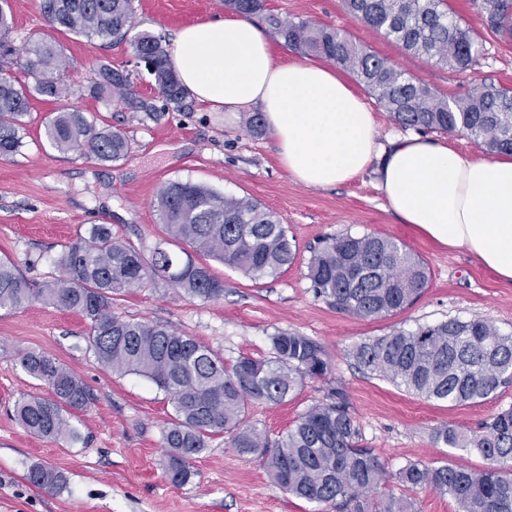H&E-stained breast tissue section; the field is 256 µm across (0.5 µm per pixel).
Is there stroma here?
I'll use <instances>...</instances> for the list:
<instances>
[{"mask_svg": "<svg viewBox=\"0 0 512 512\" xmlns=\"http://www.w3.org/2000/svg\"><path fill=\"white\" fill-rule=\"evenodd\" d=\"M9 4L18 49L54 37L74 65V84H83L92 63H108L128 69L135 92L153 97L154 80L137 66L128 42H90L56 33L43 19L39 0ZM265 5L284 20L306 19L341 29L357 44L448 95L463 84L512 85V41L486 37L484 55L460 74L406 55L348 14L344 0H265ZM134 8V34L150 33L168 43L182 26L228 15L224 0H134ZM75 103L98 126L121 130L131 149L115 163L58 151L45 138L44 122L60 104L49 98L33 100L22 152L0 160V256L10 257L28 279L41 282L55 274L54 262L64 245L103 222L124 242L150 251L167 241L154 203L170 181L189 180L226 197L256 199L296 242L294 262L277 278L253 281L217 263L213 270L224 280L220 300L192 299L158 283L117 296L114 311L194 337L228 362L241 356L269 357L270 337L280 329L319 341L331 359L328 374L304 379L285 402L249 404L247 419L273 442L309 406L325 401L333 388L344 387L362 444L391 475L389 487L395 494L405 489L394 476L410 461L483 466L480 456L434 444L433 432L446 424L478 428L512 407V385L493 398L451 407L416 397L360 369L349 352L355 344L396 328L453 318L480 317L501 334L512 335L511 282L501 281L466 252L442 247L401 223L377 188L375 169L328 189L297 183L281 167L271 134L251 131L250 112H216L196 104L191 111H169L153 122L117 111L104 99L84 95ZM347 233L390 237L420 255L431 272L423 295L404 310L378 319L340 313L317 297L307 277L311 252L323 238ZM85 333L80 315L41 302L0 311V512H314L313 504L276 484L259 455L239 454L225 437L213 440L193 460L189 483L171 484L161 446L172 411L168 397L142 376H118L101 368ZM28 349L53 355L90 389L92 402L76 414L78 441H46L14 420L15 400L46 391L16 359V351ZM39 462L66 475L63 491L48 493L28 483L29 468Z\"/></svg>", "mask_w": 512, "mask_h": 512, "instance_id": "35a3bbf8", "label": "stroma"}]
</instances>
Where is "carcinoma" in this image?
Returning a JSON list of instances; mask_svg holds the SVG:
<instances>
[{"label": "carcinoma", "mask_w": 512, "mask_h": 512, "mask_svg": "<svg viewBox=\"0 0 512 512\" xmlns=\"http://www.w3.org/2000/svg\"><path fill=\"white\" fill-rule=\"evenodd\" d=\"M484 29L512 39V0H471ZM356 19L400 46L408 55L464 71L477 63L484 45L447 0H345ZM54 30L115 42L130 39L134 56L152 58L149 69L162 105L140 97L130 74L110 65L90 72L82 91L106 98L140 120L158 121L169 110L190 109L156 36L129 37L133 0H39ZM224 7L258 17L284 45L302 56L326 59L348 71L381 109L404 128L421 134L462 133L493 155L512 156V86L489 83L447 96L409 71L357 44L345 33L309 20L284 21L267 12L264 0H224ZM19 70L23 78L14 75ZM72 63L61 45L40 38L20 54L12 37L8 0H0V159L24 146L31 101L39 95L63 100L73 95ZM45 134L60 151H77L102 163L123 159L126 135L97 126L94 116L64 105L45 122ZM169 238L189 250L179 257L157 244L151 256L112 234L109 224H92L88 236L64 246L58 274L42 283L28 280L8 257H0V310H19L40 301L73 311L88 323L87 341L98 364L115 375L137 374L164 391L172 414L163 431L165 471L170 482L187 484L191 461L212 439L229 436L242 455L260 454L274 481L289 494L336 512H415L414 501L388 489L384 468L361 446L344 388L301 413L292 428L269 444L246 421L252 402L284 401L303 379L321 378L330 357L317 340L296 331L270 336L267 359L239 357L226 364L209 347L166 325L126 319L112 308L115 295L161 281L179 294L211 302L224 296V281L195 256L218 261L253 280L276 277L292 264L295 250L277 217L250 198L224 197L191 181H171L156 199ZM308 279L314 294L341 313L361 318L392 315L428 288L430 271L406 245L367 234L330 237L313 253ZM357 365L426 400L450 405L476 403L512 382V335L480 318L450 319L391 333L356 345ZM24 372L47 387L48 395H26L13 407L17 423L50 441L80 439L74 414L90 391L69 367L38 350L18 353ZM435 444L475 453L486 466L410 461L397 475L409 490H430L455 500L458 512H512V408L472 430L442 426ZM27 481L59 492L66 476L47 464L29 469Z\"/></svg>", "instance_id": "cac0c4a2"}]
</instances>
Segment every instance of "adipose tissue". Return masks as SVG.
Segmentation results:
<instances>
[{
    "instance_id": "obj_1",
    "label": "adipose tissue",
    "mask_w": 512,
    "mask_h": 512,
    "mask_svg": "<svg viewBox=\"0 0 512 512\" xmlns=\"http://www.w3.org/2000/svg\"><path fill=\"white\" fill-rule=\"evenodd\" d=\"M169 62L198 103L229 113L259 108L296 182L324 189L377 166L403 223L512 282V158L474 159L421 136L383 148L373 113L334 69L275 63L264 32L244 18L182 28Z\"/></svg>"
}]
</instances>
